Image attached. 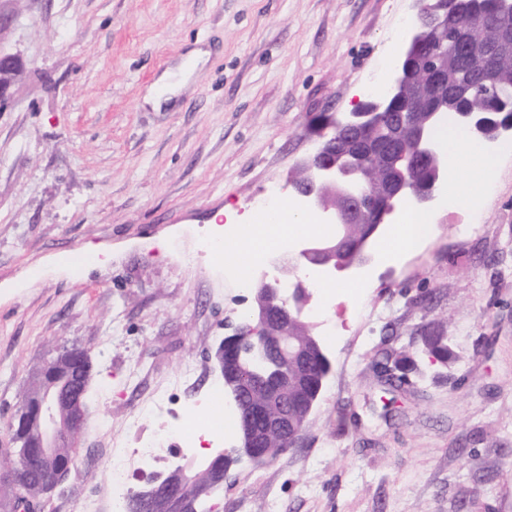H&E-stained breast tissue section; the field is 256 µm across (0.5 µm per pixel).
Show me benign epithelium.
Instances as JSON below:
<instances>
[{
  "label": "benign epithelium",
  "instance_id": "benign-epithelium-1",
  "mask_svg": "<svg viewBox=\"0 0 512 512\" xmlns=\"http://www.w3.org/2000/svg\"><path fill=\"white\" fill-rule=\"evenodd\" d=\"M497 11L494 16L474 15L468 22L457 21L448 16V10L436 0L428 9L431 24L439 29L452 33L462 55L471 60L479 61L484 81L492 83L496 78V60L501 55L512 53V0H496ZM481 24L497 29L498 37L489 46L478 45L470 39V29ZM447 51L442 45L431 38L426 27L413 24L408 31V41L401 56L392 68L390 90L382 100L361 103L348 112L347 121L342 124L345 129L356 135L377 128L381 125L382 112L391 101L405 103L407 114L405 120L411 119V113L420 110L424 92L433 90L443 99L448 94L465 96L470 87L465 84L448 88ZM24 71L23 62L15 55L0 50V107L12 96L14 86ZM459 120L472 133L490 143L497 139L501 130L492 133L486 131L485 123L478 120L470 112L459 114ZM414 150L424 159L440 161L436 177L422 191L416 190L405 179H388L372 183V173L385 168V163L377 160L373 163L357 162V150L354 144L346 142L341 149L339 158H327L318 167L315 175L317 187L307 192L298 193L301 210L315 215L324 224H334L340 232L334 239L309 238L291 245L289 259L296 260L292 265L288 259L273 257L269 264L275 270L274 275L262 273L257 279L256 287L270 296V305L278 308L280 313L288 317L299 308L300 296L309 286V278L315 274L342 272L350 266L338 263H317L314 257L337 248L343 239L341 229L354 220L365 224H387L395 210L403 205L415 203L424 205L435 198V184L448 178V162L440 144L433 138H425L418 134L414 141ZM374 184V199H369L366 185ZM339 191L344 203L331 204L326 199V191ZM268 305V306H270ZM268 306H254L246 320L235 328V334H243L253 338V345L248 351H256L258 365L249 371L243 379V386L232 394L234 406L238 413L247 411L245 401L246 388L256 381L263 382L267 387V399L288 392L290 384H304L308 379V361L317 354L326 356L321 344L314 342L309 347L301 346L288 334V328L276 336H268L263 332L268 315ZM37 389L29 402L24 404L26 416L21 426L10 422L9 431L21 429V434L29 443V447L40 456L47 473L44 484L45 491L53 492L62 487L70 476L74 461L62 460L56 448L69 438L76 430L84 427L89 417V408L85 399L87 386L74 388L69 385L68 357L63 354L42 363L36 372ZM304 427L293 423L288 408L277 406V413L268 417L259 426L248 422L242 423L238 432L237 445L233 453L240 459L252 463L259 460V444L269 434L275 433L285 441V447L279 449L283 454L297 447ZM229 470L218 471L205 487H196L192 494H187L189 484L180 480L176 485H163L161 497L166 501L168 512H184L187 498L198 500L210 493L217 485L224 483Z\"/></svg>",
  "mask_w": 512,
  "mask_h": 512
}]
</instances>
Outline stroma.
Listing matches in <instances>:
<instances>
[{"mask_svg":"<svg viewBox=\"0 0 512 512\" xmlns=\"http://www.w3.org/2000/svg\"><path fill=\"white\" fill-rule=\"evenodd\" d=\"M416 0H0V49L25 72L0 109V445L31 373L62 348L91 352L89 418L68 483L40 512H77L129 488L115 449L153 469L206 460L176 428L207 422L210 358L252 305L207 249L225 206L255 213L344 115L362 77L394 61ZM211 55L172 108L142 97L194 45ZM432 234L375 253L323 299L314 332L332 369L302 445L244 460L199 512H512V152L476 218L437 195ZM448 324L446 378L413 332ZM418 366L385 411L381 349ZM201 376L172 385L185 364ZM162 412H154V399Z\"/></svg>","mask_w":512,"mask_h":512,"instance_id":"obj_1","label":"stroma"}]
</instances>
